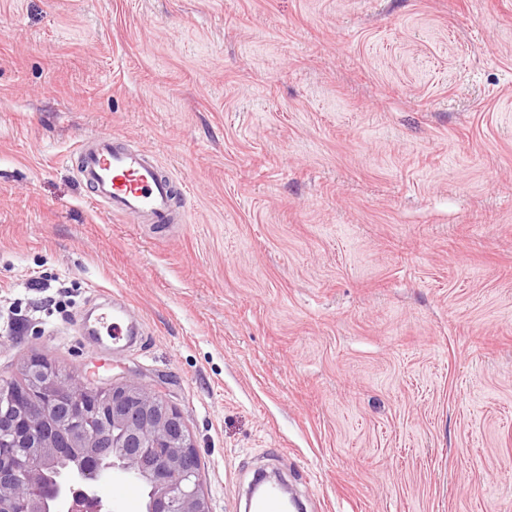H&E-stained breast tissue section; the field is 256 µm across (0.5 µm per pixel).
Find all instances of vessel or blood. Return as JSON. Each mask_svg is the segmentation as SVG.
Listing matches in <instances>:
<instances>
[{
  "instance_id": "vessel-or-blood-1",
  "label": "vessel or blood",
  "mask_w": 512,
  "mask_h": 512,
  "mask_svg": "<svg viewBox=\"0 0 512 512\" xmlns=\"http://www.w3.org/2000/svg\"><path fill=\"white\" fill-rule=\"evenodd\" d=\"M73 158L81 182L112 218L158 227L176 223L183 207L178 183L154 152L132 148L123 136L112 134L82 141ZM76 323L89 335L104 331L119 338L137 333L120 308L94 321L79 311Z\"/></svg>"
}]
</instances>
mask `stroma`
<instances>
[{
  "mask_svg": "<svg viewBox=\"0 0 512 512\" xmlns=\"http://www.w3.org/2000/svg\"><path fill=\"white\" fill-rule=\"evenodd\" d=\"M116 133L190 198L116 222ZM122 298L140 344L80 336ZM149 384L212 512H512V0H0V378ZM72 157L81 182L112 218L156 227L177 222L182 195L154 152L112 134L82 141Z\"/></svg>",
  "mask_w": 512,
  "mask_h": 512,
  "instance_id": "stroma-1",
  "label": "stroma"
}]
</instances>
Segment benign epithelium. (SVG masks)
<instances>
[{
	"instance_id": "1",
	"label": "benign epithelium",
	"mask_w": 512,
	"mask_h": 512,
	"mask_svg": "<svg viewBox=\"0 0 512 512\" xmlns=\"http://www.w3.org/2000/svg\"><path fill=\"white\" fill-rule=\"evenodd\" d=\"M198 462L181 413L141 382L100 389L32 358L0 385V512H74L72 483L116 471L147 489L144 512H211Z\"/></svg>"
}]
</instances>
